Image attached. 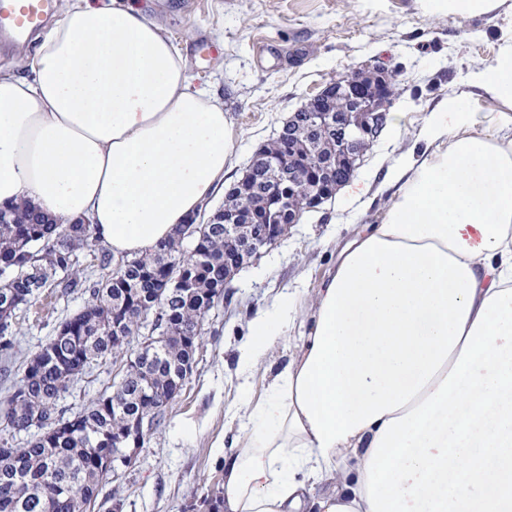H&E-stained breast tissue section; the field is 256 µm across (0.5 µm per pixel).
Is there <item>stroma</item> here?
<instances>
[{
    "label": "stroma",
    "mask_w": 512,
    "mask_h": 512,
    "mask_svg": "<svg viewBox=\"0 0 512 512\" xmlns=\"http://www.w3.org/2000/svg\"><path fill=\"white\" fill-rule=\"evenodd\" d=\"M164 21L189 61L193 84L224 104L234 133L227 181L241 176L253 151L276 135L291 112L362 62L397 72L402 93L394 124L365 154L335 196L291 225L287 236L236 272L209 313L195 364L183 388L147 435L119 482L104 479L89 512H109L111 494L123 512H186L224 478L222 446L236 435L224 410L237 394L233 354L250 318L281 292L311 299L321 288L351 230L383 223L397 193L385 185L389 165L420 144L428 112L454 97L477 117L471 135L498 136L489 113L500 103L471 84L512 44V0L464 18L433 14L422 0H140ZM75 293L43 311L17 317L23 356L40 350L66 318L82 309ZM117 367L106 363L79 377L60 405L76 412L109 390Z\"/></svg>",
    "instance_id": "obj_1"
}]
</instances>
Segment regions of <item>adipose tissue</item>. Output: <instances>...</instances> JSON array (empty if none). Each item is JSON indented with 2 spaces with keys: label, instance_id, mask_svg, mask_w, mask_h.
<instances>
[{
  "label": "adipose tissue",
  "instance_id": "ef3b65f1",
  "mask_svg": "<svg viewBox=\"0 0 512 512\" xmlns=\"http://www.w3.org/2000/svg\"><path fill=\"white\" fill-rule=\"evenodd\" d=\"M38 41L0 71V205L145 254L223 189V105L139 0H65ZM474 85L505 136L468 135L456 99L429 113L427 149L387 170L385 223L344 243L309 334L264 401L241 403L223 512H512V47ZM297 300L252 317L239 378L294 328Z\"/></svg>",
  "mask_w": 512,
  "mask_h": 512
}]
</instances>
